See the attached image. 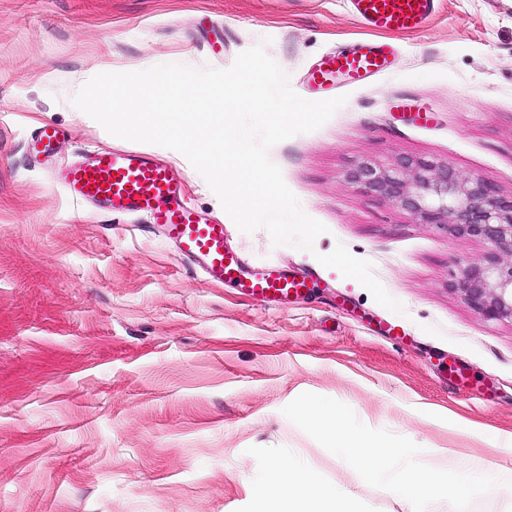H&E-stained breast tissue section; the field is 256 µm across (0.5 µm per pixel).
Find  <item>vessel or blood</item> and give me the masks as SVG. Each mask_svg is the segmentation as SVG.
<instances>
[{
	"label": "vessel or blood",
	"mask_w": 512,
	"mask_h": 512,
	"mask_svg": "<svg viewBox=\"0 0 512 512\" xmlns=\"http://www.w3.org/2000/svg\"><path fill=\"white\" fill-rule=\"evenodd\" d=\"M356 19L386 32L421 30L431 17L435 0H351ZM399 50L388 42H360L339 53L324 54L308 74L316 88L346 84L397 68ZM61 130L47 123L31 136L33 151L48 154ZM53 180L75 203L106 214L143 212L161 226L167 238L190 263L214 282L259 296L277 305L309 293L314 280L276 266L249 267L228 248L225 226L200 216L187 200L183 182L165 161L139 150L104 149L53 169Z\"/></svg>",
	"instance_id": "1"
}]
</instances>
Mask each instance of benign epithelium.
Returning <instances> with one entry per match:
<instances>
[{
	"label": "benign epithelium",
	"mask_w": 512,
	"mask_h": 512,
	"mask_svg": "<svg viewBox=\"0 0 512 512\" xmlns=\"http://www.w3.org/2000/svg\"><path fill=\"white\" fill-rule=\"evenodd\" d=\"M349 179L421 224L442 226L456 239L489 244L484 261L461 269L454 289L480 316L512 320V195L500 194L483 177L463 178L447 163L411 158L391 169L362 163Z\"/></svg>",
	"instance_id": "benign-epithelium-1"
}]
</instances>
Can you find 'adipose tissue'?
Returning <instances> with one entry per match:
<instances>
[{"instance_id":"1","label":"adipose tissue","mask_w":512,"mask_h":512,"mask_svg":"<svg viewBox=\"0 0 512 512\" xmlns=\"http://www.w3.org/2000/svg\"><path fill=\"white\" fill-rule=\"evenodd\" d=\"M289 413L322 431L359 477L410 502L411 512H441L443 502L451 504V512H467L471 498L482 493L512 499V433L497 458H463L453 449L440 448L423 464L413 449L397 446L395 439L357 428L325 429V421L344 419L333 403L302 402ZM272 485L282 488L281 497L270 496ZM250 500L251 512H361L346 487L327 481L292 453L253 485Z\"/></svg>"}]
</instances>
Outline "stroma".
Wrapping results in <instances>:
<instances>
[{
    "label": "stroma",
    "instance_id": "stroma-1",
    "mask_svg": "<svg viewBox=\"0 0 512 512\" xmlns=\"http://www.w3.org/2000/svg\"><path fill=\"white\" fill-rule=\"evenodd\" d=\"M369 36L346 0H0V512H249L248 489L290 450L365 512H409L289 418L309 398L423 459L496 454L512 433V322L483 318L452 287L489 246L418 223L348 176L414 158L512 194V0H437L423 29L394 36L398 69L339 87L347 101L328 122L270 149L327 228L312 250L242 233L182 154L146 145L246 264L319 275L286 306L215 285L146 216L73 204L27 148L47 122L62 131L60 165L126 147L71 103L100 73L227 68L261 43L302 96L322 54ZM412 106L433 123L406 120ZM339 243L372 263L402 312L317 261ZM388 321L407 344L380 336ZM445 355L473 390L449 385Z\"/></svg>",
    "mask_w": 512,
    "mask_h": 512
}]
</instances>
